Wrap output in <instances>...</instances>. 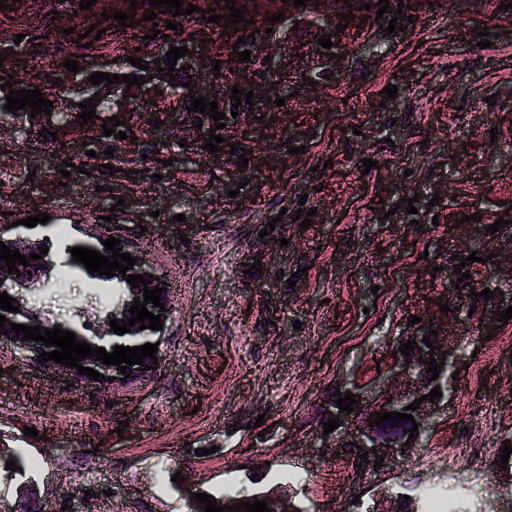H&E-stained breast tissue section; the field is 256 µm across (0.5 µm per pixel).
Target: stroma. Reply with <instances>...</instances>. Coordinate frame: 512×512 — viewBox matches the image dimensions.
Returning a JSON list of instances; mask_svg holds the SVG:
<instances>
[{
	"instance_id": "1",
	"label": "stroma",
	"mask_w": 512,
	"mask_h": 512,
	"mask_svg": "<svg viewBox=\"0 0 512 512\" xmlns=\"http://www.w3.org/2000/svg\"><path fill=\"white\" fill-rule=\"evenodd\" d=\"M0 1V76L30 74L47 87L64 60L86 58L96 71L134 78L141 71L130 57L150 60L191 36L203 52L193 84L205 85L216 60L245 74L237 32L202 18L223 14L222 0H190L196 12L164 39L149 36L167 17L146 21L148 0H96L87 10L80 0ZM131 8L135 25L120 26L116 13ZM497 11L491 2L453 0L448 9L417 0L402 38L375 53L352 42L342 79L315 94L301 88L312 60L283 48L284 79L258 88L284 97L282 114L269 125L250 112L226 117L227 145L216 155L192 125H175L186 102L164 95L125 115L133 138L99 144L118 156L112 175L86 163L82 127L53 145L0 132V172L12 176L0 190V238L20 231L40 240L66 227V247L51 249L60 264L109 214L169 288L160 362L133 382L60 373L0 339V447L28 463L46 512H194L192 494L230 492L279 495L301 512H371L431 487L450 490L469 512H512V483L496 465L512 436V321L490 339L472 338L428 442L407 460L329 487L326 474L349 455L308 446L329 387L370 378L382 337L400 335L411 313L439 316L453 257L478 254L469 268L476 281L496 274L487 255L512 252V24ZM92 25L101 38L88 35ZM482 32L492 46L479 47ZM110 41L118 52L101 51ZM390 84L393 100L382 94ZM233 144L248 149L247 160L231 155ZM367 158L377 168L365 169ZM68 159L88 173L62 177ZM413 196L411 215L400 202ZM301 206L313 212L306 228L295 221ZM38 211L47 223L15 230ZM501 217L506 225L490 232ZM275 218L280 228L269 229ZM256 261L261 271L244 273ZM23 296L78 331L113 306L80 273ZM266 412L270 422L257 424ZM27 426L38 437L24 435ZM465 446L491 454L453 472L434 457Z\"/></svg>"
}]
</instances>
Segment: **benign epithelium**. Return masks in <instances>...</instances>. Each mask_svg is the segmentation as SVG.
Returning a JSON list of instances; mask_svg holds the SVG:
<instances>
[{
	"label": "benign epithelium",
	"mask_w": 512,
	"mask_h": 512,
	"mask_svg": "<svg viewBox=\"0 0 512 512\" xmlns=\"http://www.w3.org/2000/svg\"><path fill=\"white\" fill-rule=\"evenodd\" d=\"M320 5L315 7L313 15L302 16L296 9L284 11L285 17L279 22V38L288 39L293 49L297 50L300 44L293 40V31L291 28L295 23L301 24L311 20V17L319 19H327L330 14L336 11L338 0H318ZM274 42L269 38H261L255 40V44L250 46L251 55L264 59L271 57L269 65L265 66V71L270 74V78L276 79L282 76V69L277 56L272 51ZM334 53L338 57L329 59L325 56L321 60L323 65L329 71L340 76L344 73L343 57L347 56V51L338 46L334 49ZM80 95L88 99L98 96L99 99L108 102L109 106L114 108L110 115H115V111H129L132 109L130 101L126 100V94L117 95L108 93V86L104 84L92 85L88 81L79 83ZM496 279L501 285V290L495 291L493 298L486 301L481 309L482 318L477 320V329H488L496 318L500 317L506 309L512 305V267L504 273L497 271ZM159 285V281L151 279L148 288ZM40 282L36 278H22L16 274H10L6 271L0 272V292H6L14 298V304L23 306V299L19 295V290L37 288ZM144 286H139L132 290L131 294L125 298L122 303L113 307L111 314L107 320L114 318L128 319L130 313L128 309L134 304L137 297H143ZM454 324L461 327L460 332L455 334L448 333V329H437V334L429 333V329L424 328L421 324H406L404 334L407 336H417V349L405 356L400 353L402 347L396 344L390 345L386 352V359L380 368V373L376 374L373 381L365 385L352 379L340 387V392L351 393V397L357 400L354 411L351 413L336 412V418L339 419V428L335 429L328 435H323V429H318L317 437L314 438L313 446L316 448H335L345 442L351 444L357 443L361 445V452L365 453L370 460H375V456L384 458L382 468L390 467L395 461L409 457L412 450L420 447L421 441L426 436L431 425L430 416L439 412L440 408L447 401V397L429 402L427 400L419 403L417 409L411 412L416 423H418L415 438H409V434L392 435L390 430L393 429L392 421L387 419L380 426L373 425L375 413L384 411L403 412V409L413 403L414 400L426 395L425 377L428 374V365L424 361L435 357L436 362H445L444 369L455 371L457 361L459 360L460 344L464 340V335L470 329V321L465 316H459ZM427 338L433 342L436 347L435 351L422 342ZM447 355H442V352ZM82 365L90 367L105 377H113L115 381H120L123 374L120 370L106 365L93 358L82 361ZM410 445H405V442Z\"/></svg>",
	"instance_id": "benign-epithelium-1"
}]
</instances>
